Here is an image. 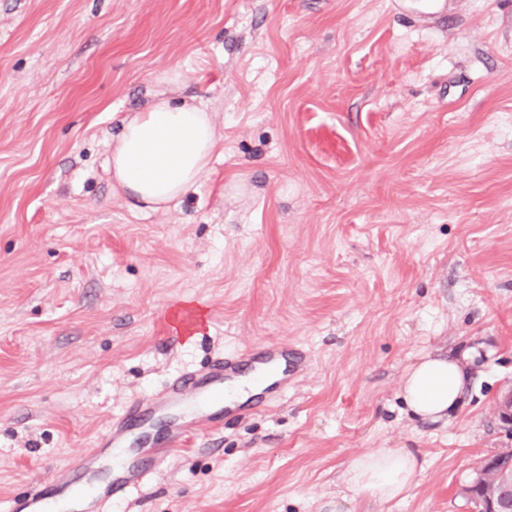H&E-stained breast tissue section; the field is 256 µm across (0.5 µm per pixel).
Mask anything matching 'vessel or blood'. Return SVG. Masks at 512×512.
<instances>
[{"mask_svg":"<svg viewBox=\"0 0 512 512\" xmlns=\"http://www.w3.org/2000/svg\"><path fill=\"white\" fill-rule=\"evenodd\" d=\"M308 361L305 351L272 342L174 378L157 395L131 401L104 437L69 456L64 483L52 489L35 485L12 504L11 512H88L105 505L141 486L172 449L223 427L225 416L241 412L240 404L225 399L239 379H253L261 398L273 400Z\"/></svg>","mask_w":512,"mask_h":512,"instance_id":"obj_1","label":"vessel or blood"}]
</instances>
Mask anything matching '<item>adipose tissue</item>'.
<instances>
[{
    "label": "adipose tissue",
    "instance_id": "obj_1",
    "mask_svg": "<svg viewBox=\"0 0 512 512\" xmlns=\"http://www.w3.org/2000/svg\"><path fill=\"white\" fill-rule=\"evenodd\" d=\"M217 143L214 116L203 103L175 105L162 96L123 119L112 144V178L142 208L164 210L200 183ZM470 357L467 351L428 354L411 366L401 395L412 415L430 422L451 418L472 380ZM419 468L410 449L369 451L349 465L343 481L351 493L368 490L390 501L407 490Z\"/></svg>",
    "mask_w": 512,
    "mask_h": 512
}]
</instances>
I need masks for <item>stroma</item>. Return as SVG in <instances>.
I'll list each match as a JSON object with an SVG mask.
<instances>
[{
    "mask_svg": "<svg viewBox=\"0 0 512 512\" xmlns=\"http://www.w3.org/2000/svg\"><path fill=\"white\" fill-rule=\"evenodd\" d=\"M161 92L221 142L152 212L109 158ZM276 341L308 371L108 512H473L512 446V0H0V512L129 401ZM465 349L457 414L411 417L409 367ZM396 448L408 491L349 495ZM420 468L419 458L409 448L368 451L354 460L343 474L352 494L371 491L383 501L401 496Z\"/></svg>",
    "mask_w": 512,
    "mask_h": 512,
    "instance_id": "stroma-1",
    "label": "stroma"
}]
</instances>
